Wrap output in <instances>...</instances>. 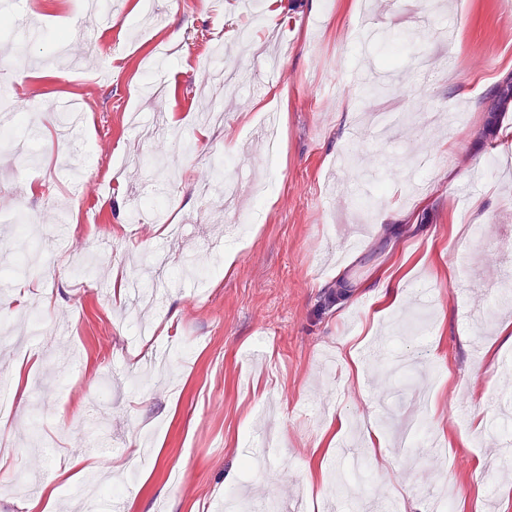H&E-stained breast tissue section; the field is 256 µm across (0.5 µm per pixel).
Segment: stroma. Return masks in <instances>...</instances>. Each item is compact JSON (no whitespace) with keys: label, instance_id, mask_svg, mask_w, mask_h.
<instances>
[{"label":"stroma","instance_id":"stroma-1","mask_svg":"<svg viewBox=\"0 0 512 512\" xmlns=\"http://www.w3.org/2000/svg\"><path fill=\"white\" fill-rule=\"evenodd\" d=\"M118 0L111 21L66 20V0H34L31 24L0 35L23 46L0 86L22 107L18 135L32 161L0 151V207L29 217L24 241L4 239L8 259L40 249L21 280L46 334L28 346L41 359L25 397L13 394L21 331L14 288L0 291V397L13 415L0 446L17 467L0 472V512H26L25 483H54L49 512H85L82 479H62L73 459L113 486L98 512H327L339 500L391 501L395 512H429L438 494L456 512L473 498L482 512H512V448L488 429L512 420V346L483 360L512 304L493 306L492 283L512 288L491 265L482 237L512 243V111L490 114L484 99L512 74V9L507 0H403L375 28L360 21L365 0ZM67 33V59L48 39ZM434 69H425V57ZM384 78L386 95L352 84L353 67ZM83 123L62 140L64 106ZM224 124L202 128L201 109ZM463 110L449 129L444 110ZM157 123L141 143L127 112ZM394 115L401 132L369 144L349 172L336 162L354 129L351 113ZM277 116L278 163L264 161V115ZM428 156L423 190L410 175ZM226 160L224 175L214 166ZM232 181L236 208L222 194L200 202L201 181ZM472 181L468 198L457 186ZM366 221L356 249L343 251L347 225ZM69 237L56 241V223ZM195 224L212 239L244 225L242 240L209 256L174 248L170 269L144 268L168 239L167 224ZM81 224L107 227L99 240ZM234 255L224 269L225 255ZM388 274L404 302L391 308L374 281ZM136 277L168 283L141 312L112 283ZM158 328L171 370L145 374L136 328ZM352 350L360 376L344 364L325 373L338 347ZM26 354V355H27ZM376 431L394 457L384 471L363 447H341ZM448 428L443 479L427 448L402 436L416 421ZM150 437L152 455L130 449ZM120 458L131 481L113 475Z\"/></svg>","mask_w":512,"mask_h":512}]
</instances>
